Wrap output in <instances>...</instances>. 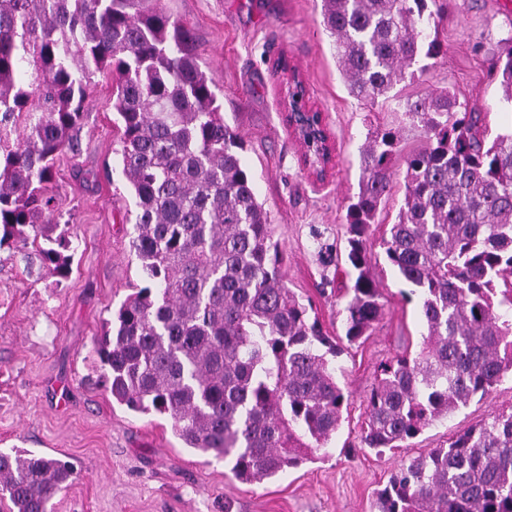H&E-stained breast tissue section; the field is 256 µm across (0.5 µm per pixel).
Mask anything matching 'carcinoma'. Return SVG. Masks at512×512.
Returning <instances> with one entry per match:
<instances>
[{
	"label": "carcinoma",
	"instance_id": "cac0c4a2",
	"mask_svg": "<svg viewBox=\"0 0 512 512\" xmlns=\"http://www.w3.org/2000/svg\"><path fill=\"white\" fill-rule=\"evenodd\" d=\"M450 4L322 0L349 93L374 108L397 98L405 74L432 68L446 52L439 27ZM489 69L512 102V35ZM98 72L117 78L122 174L136 199L130 246L147 280L96 341L112 401L170 419L185 447L224 460L241 483L312 460L341 424L345 395L327 359L341 348L284 284L244 141L224 122L190 31L159 3L0 0V247L41 238L43 266L70 275L71 236L50 220L55 163L78 146ZM400 108L422 145L405 159L403 205L382 248L420 297L426 334L416 357L379 366L362 436L376 450L400 447L512 374V318L501 313L512 311V132L491 134L484 113L447 89ZM301 141L321 165L323 139ZM400 142L392 127L369 133L344 215L351 344L384 314L367 241ZM72 476L57 458L0 451L12 512H52ZM378 512H512V411L401 464L378 491Z\"/></svg>",
	"mask_w": 512,
	"mask_h": 512
}]
</instances>
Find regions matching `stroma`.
I'll return each mask as SVG.
<instances>
[{
  "mask_svg": "<svg viewBox=\"0 0 512 512\" xmlns=\"http://www.w3.org/2000/svg\"><path fill=\"white\" fill-rule=\"evenodd\" d=\"M187 27L224 120L244 139L258 201L283 255L284 284L312 301L324 330L344 336L342 309L353 284L342 218L358 191L368 132L399 129L402 146L421 143L396 100L369 109L352 97L333 40L321 24L322 0H161ZM512 34V0H455L440 35L446 55L396 85L403 96L444 89L485 113L492 132L512 129V104L486 58ZM286 60L322 112L334 147L325 179L311 175L283 105ZM116 78L98 73L88 91L77 153L56 165L54 220L69 224L71 275L57 280L34 247H0V451H34L69 462L71 483L53 512H377L376 493L409 459L448 443L495 410L512 408V377L483 400L424 429L402 447H363L366 396L378 367L416 352L425 331L419 299L386 260L381 240L403 199L402 160L371 228L372 272L385 312L369 335L333 358L348 398L336 436L316 461L262 484H243L224 463L184 447L169 419L114 404L100 382L94 342L121 302L144 286L130 247L135 196L119 164L120 123L112 107Z\"/></svg>",
  "mask_w": 512,
  "mask_h": 512,
  "instance_id": "1",
  "label": "stroma"
}]
</instances>
